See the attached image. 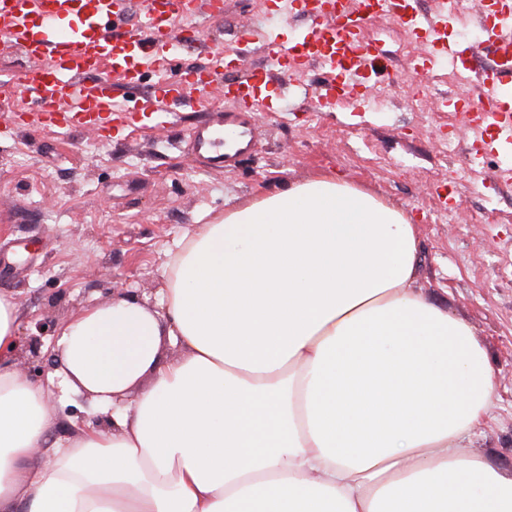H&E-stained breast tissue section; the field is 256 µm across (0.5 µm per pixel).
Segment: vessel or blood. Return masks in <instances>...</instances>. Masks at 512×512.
Returning a JSON list of instances; mask_svg holds the SVG:
<instances>
[{
    "label": "vessel or blood",
    "instance_id": "b4317fda",
    "mask_svg": "<svg viewBox=\"0 0 512 512\" xmlns=\"http://www.w3.org/2000/svg\"><path fill=\"white\" fill-rule=\"evenodd\" d=\"M143 17L128 27V13L118 0H0V35L22 45L29 64L19 75L29 111L53 126L72 123L96 125L102 115L116 112H164L171 102L187 99L189 91L205 92L221 79L228 65L227 52H211L207 66L192 79L166 81L152 93L136 99L119 97L118 88L137 87L142 65L172 69L168 46H198L195 26L184 17L216 18L223 13L222 0H146ZM451 18L447 10L418 21L412 35L426 34L430 53L453 55L452 46L441 36ZM314 26L300 42L289 44L269 29L242 25L238 43L259 47L266 63L244 70L226 83L224 95L233 104L224 110L223 125L210 123L193 128L190 145L208 167L235 170L249 155L260 134L255 106L264 88L292 68L319 67L328 77L317 87L320 100L336 93L355 92L365 71L377 70L383 62L381 48L365 47V17H349L329 11L314 17ZM491 47L496 57L493 70L480 73L491 83L492 93L477 109L475 126L496 127L500 139L512 141V9L499 11Z\"/></svg>",
    "mask_w": 512,
    "mask_h": 512
}]
</instances>
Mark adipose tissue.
<instances>
[{
    "mask_svg": "<svg viewBox=\"0 0 512 512\" xmlns=\"http://www.w3.org/2000/svg\"><path fill=\"white\" fill-rule=\"evenodd\" d=\"M418 276L407 212L326 173L198 225L157 307L72 317L49 384L0 295V512H512L467 447L488 354ZM53 387L109 427L49 440Z\"/></svg>",
    "mask_w": 512,
    "mask_h": 512,
    "instance_id": "ef3b65f1",
    "label": "adipose tissue"
}]
</instances>
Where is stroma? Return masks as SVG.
Wrapping results in <instances>:
<instances>
[{"label": "stroma", "mask_w": 512, "mask_h": 512, "mask_svg": "<svg viewBox=\"0 0 512 512\" xmlns=\"http://www.w3.org/2000/svg\"><path fill=\"white\" fill-rule=\"evenodd\" d=\"M406 3L407 14L366 23L365 34L388 50V66L350 98L319 107L315 68L288 72L284 90L267 89L263 135L230 173L187 147L193 127L221 119L217 86L191 106L133 122L113 115L102 136L0 112V294L17 300L22 328L46 322V373L56 367L60 327L82 308L122 295L157 305L170 257L196 225L333 173L413 216L418 288L474 331L494 369L498 399L469 447L512 470V182L496 175L512 144L483 149L482 134L442 105L450 97L474 105L485 95L481 83L461 78L464 67L495 66L485 6L472 0L449 22L458 50L452 65L420 54L419 40L405 37L407 15L435 11V0ZM250 21L284 40L309 27L302 12L282 21L272 0H224L223 16L202 23L207 44L234 46ZM27 65L24 52L0 36V99L22 102L13 78Z\"/></svg>", "instance_id": "obj_1"}]
</instances>
